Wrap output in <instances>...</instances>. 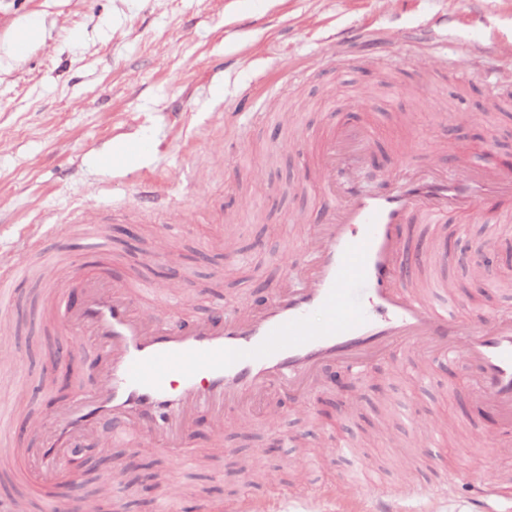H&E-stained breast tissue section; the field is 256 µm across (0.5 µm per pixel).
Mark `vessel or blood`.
Returning a JSON list of instances; mask_svg holds the SVG:
<instances>
[{
	"instance_id": "1",
	"label": "vessel or blood",
	"mask_w": 512,
	"mask_h": 512,
	"mask_svg": "<svg viewBox=\"0 0 512 512\" xmlns=\"http://www.w3.org/2000/svg\"><path fill=\"white\" fill-rule=\"evenodd\" d=\"M373 126L343 125L324 140L314 179L322 190L321 220L307 242L308 259L275 285L256 312L187 321L140 313L155 291L114 281L98 264L78 276V301L61 293L56 318L88 337L104 359L105 382L76 392L48 422L37 472L54 483L68 449L93 437L102 421L115 438H146L171 449L188 439L193 413L212 410L216 428L224 411L277 387L306 396L319 373L335 363L362 369L393 348L424 343L439 356H462L472 396L512 431V315L482 324L461 321L432 288H407L408 224H444L476 210L488 195L512 197V173L484 151L466 179L436 170H407L376 193L357 174L373 148ZM145 140H122L108 160L122 166L129 154H146ZM144 205L127 210L131 221L161 223L154 201L166 198L162 182L143 180Z\"/></svg>"
}]
</instances>
